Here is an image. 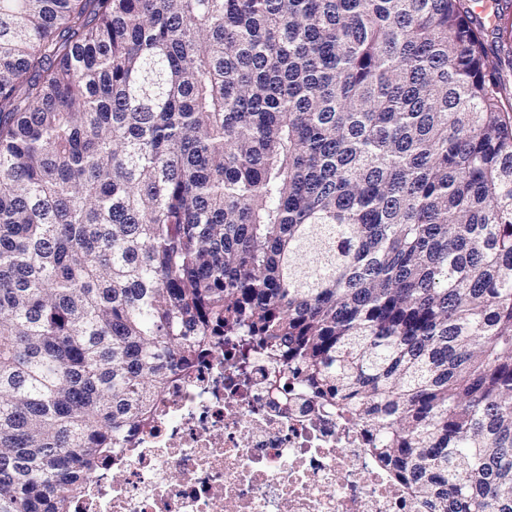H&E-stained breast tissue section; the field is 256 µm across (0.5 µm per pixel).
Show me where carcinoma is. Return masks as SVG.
Here are the masks:
<instances>
[{"instance_id":"obj_1","label":"carcinoma","mask_w":512,"mask_h":512,"mask_svg":"<svg viewBox=\"0 0 512 512\" xmlns=\"http://www.w3.org/2000/svg\"><path fill=\"white\" fill-rule=\"evenodd\" d=\"M473 0H0V512H69L215 336L429 512H512V101Z\"/></svg>"}]
</instances>
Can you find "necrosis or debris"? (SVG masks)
<instances>
[{"label":"necrosis or debris","mask_w":512,"mask_h":512,"mask_svg":"<svg viewBox=\"0 0 512 512\" xmlns=\"http://www.w3.org/2000/svg\"><path fill=\"white\" fill-rule=\"evenodd\" d=\"M216 349L176 376L70 512H421L369 454L371 437L255 355ZM279 389H272V378Z\"/></svg>","instance_id":"obj_1"}]
</instances>
